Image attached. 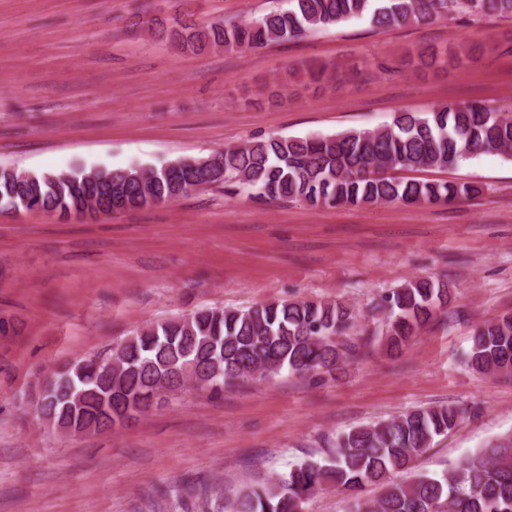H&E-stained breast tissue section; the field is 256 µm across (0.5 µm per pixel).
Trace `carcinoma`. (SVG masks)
<instances>
[{
	"instance_id": "obj_1",
	"label": "carcinoma",
	"mask_w": 512,
	"mask_h": 512,
	"mask_svg": "<svg viewBox=\"0 0 512 512\" xmlns=\"http://www.w3.org/2000/svg\"><path fill=\"white\" fill-rule=\"evenodd\" d=\"M451 12L512 15V0H288L248 21L226 20L169 39L196 50L253 51L314 30L367 17L379 31L436 20ZM482 154L512 160V114L480 102L443 104L430 112H398L391 123L334 134H270L192 161L164 167H75L59 173L0 170V209L70 211L116 205L124 211L170 202L188 188L221 184L224 192L254 201L301 200L311 206L437 205L472 198L475 183H449L398 172L455 167ZM224 168L221 181L205 179L206 166ZM448 283L411 278L380 294L384 345L399 355L428 325L447 313ZM356 310L341 302L279 300L242 309L206 308L148 325L112 346V376L78 380L79 363L47 378L53 397L37 398L36 417L56 428L97 431L102 393L118 405L137 404L157 384L168 390L220 392L236 382L268 381L333 372L364 354L351 340ZM466 361L482 376L512 372V316L479 323ZM452 406L426 407L341 433L325 460L304 459L257 486L239 489L225 512H302L318 491L349 494L353 512H512V434L497 438L435 476L411 475L412 462L436 437L460 422ZM375 485L381 494L363 498Z\"/></svg>"
}]
</instances>
